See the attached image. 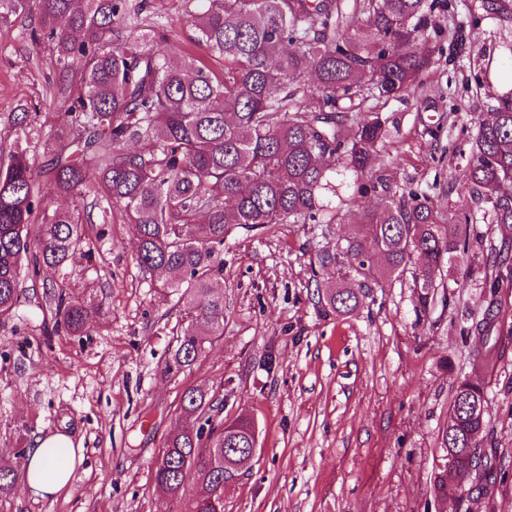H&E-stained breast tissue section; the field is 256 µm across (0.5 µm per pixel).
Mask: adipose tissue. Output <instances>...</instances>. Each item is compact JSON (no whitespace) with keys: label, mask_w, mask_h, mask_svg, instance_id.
Segmentation results:
<instances>
[{"label":"adipose tissue","mask_w":512,"mask_h":512,"mask_svg":"<svg viewBox=\"0 0 512 512\" xmlns=\"http://www.w3.org/2000/svg\"><path fill=\"white\" fill-rule=\"evenodd\" d=\"M81 462L71 437L63 433L38 436L22 460L24 488L40 497L57 494Z\"/></svg>","instance_id":"adipose-tissue-1"}]
</instances>
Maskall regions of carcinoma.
<instances>
[{"label":"carcinoma","instance_id":"cac0c4a2","mask_svg":"<svg viewBox=\"0 0 512 512\" xmlns=\"http://www.w3.org/2000/svg\"><path fill=\"white\" fill-rule=\"evenodd\" d=\"M195 42L224 61L216 74L181 48L161 46L154 27L124 35L130 0H0V23L35 15L32 43L48 44L62 67L65 126L51 136L48 167L38 169L28 146L29 112L14 119L11 149L0 154V320L36 287L42 272L80 258L97 265L91 220L78 205L51 208L47 196L93 197L99 223L118 207L132 226L136 259L148 271L174 278L164 284L191 317L162 372L195 365L206 346L224 335V238L237 228L271 224H334L339 191L359 180L377 198L364 213L363 234L318 255L320 269L338 278H374L368 241L383 256L386 276H402L412 255L427 310L437 274L470 247L463 225L423 191L398 192L376 173L388 137V118L367 102L397 98L421 85L435 61L425 37L427 0H196ZM354 29L351 37L347 31ZM368 113L364 119L359 114ZM463 185L493 198V224H512V199L498 194L512 183V97L479 122ZM507 248L494 249L490 293L508 267ZM56 328L82 332L98 310L57 283H42ZM366 291L330 288L326 304L339 314L356 310ZM498 325L495 305L470 330L487 340ZM483 387H456L442 430L448 467L433 479L437 495H455L467 480L465 448L486 426ZM222 387L191 388L181 397L182 422L165 440L156 485L183 504L181 512H224L225 472L240 463L234 450L251 446L254 423L224 420ZM18 469L0 463V494ZM203 486L186 495L187 482Z\"/></svg>","mask_w":512,"mask_h":512}]
</instances>
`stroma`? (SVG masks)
<instances>
[{
	"mask_svg": "<svg viewBox=\"0 0 512 512\" xmlns=\"http://www.w3.org/2000/svg\"><path fill=\"white\" fill-rule=\"evenodd\" d=\"M193 0H147L172 42L192 44ZM27 18L0 24V151L15 138L14 113L38 104L65 119L50 47L29 40ZM458 28L460 38L449 41ZM436 63L415 91L380 105L389 139L376 160L392 184L429 193L450 215L476 216L472 245L444 268L443 295L416 306L411 276L369 281L348 315L325 312L319 290L335 285L319 251L357 228L372 195H353L337 224H276L235 230L224 240V335L191 370L162 365L186 313L162 288L164 274L140 269L134 237L113 215L97 267L48 271L94 297L99 311L81 335L56 331L41 290L0 324V459L15 461L36 435L64 433L83 461L70 485L40 498L14 484L0 512H180L154 481L167 436L189 387L223 385L224 416L251 417L255 456L224 485V512H512V281L490 296V245L512 224H490L486 199L463 185L479 121L512 82V0H428ZM499 331L470 334L489 304ZM489 363L473 371L474 352ZM483 386L488 424L480 444L493 454L490 482L466 497H437L445 464L441 433L461 379Z\"/></svg>",
	"mask_w": 512,
	"mask_h": 512,
	"instance_id": "35a3bbf8",
	"label": "stroma"
}]
</instances>
